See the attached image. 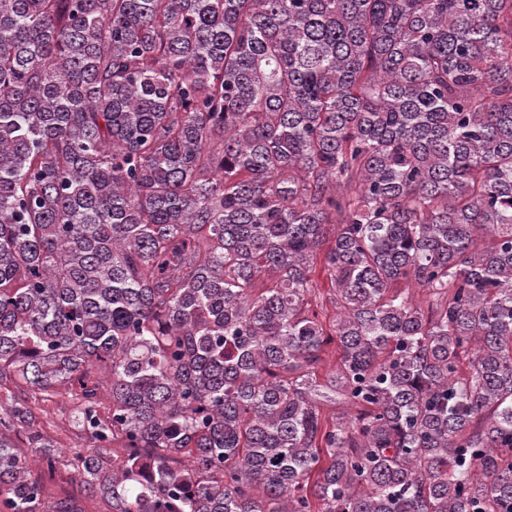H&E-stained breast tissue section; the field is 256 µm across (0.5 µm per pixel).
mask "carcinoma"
<instances>
[{
	"label": "carcinoma",
	"instance_id": "obj_1",
	"mask_svg": "<svg viewBox=\"0 0 512 512\" xmlns=\"http://www.w3.org/2000/svg\"><path fill=\"white\" fill-rule=\"evenodd\" d=\"M2 389L0 512H512V0H0ZM34 473L39 470L45 471V484L46 494L49 501H53L60 497L67 495H74L80 497L82 492L81 476L74 471H68L64 468L58 469L53 477L50 478L46 465H34L31 466Z\"/></svg>",
	"mask_w": 512,
	"mask_h": 512
}]
</instances>
